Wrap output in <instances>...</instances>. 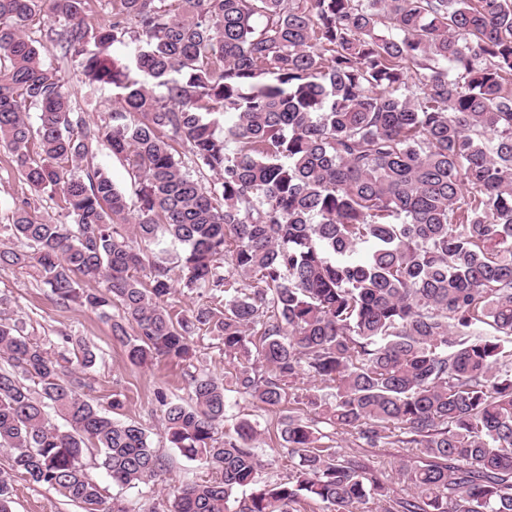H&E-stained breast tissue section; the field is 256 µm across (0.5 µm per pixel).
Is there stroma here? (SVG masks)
Returning a JSON list of instances; mask_svg holds the SVG:
<instances>
[{"mask_svg": "<svg viewBox=\"0 0 512 512\" xmlns=\"http://www.w3.org/2000/svg\"><path fill=\"white\" fill-rule=\"evenodd\" d=\"M30 199L33 207L45 218L54 220L58 210L49 193L31 191L15 168L8 148L0 146V242L8 241L5 230L16 203ZM0 311L25 322L28 332L48 340L69 334L85 338L99 350V359L90 371L95 380L92 398L101 408H108L113 394H121L124 401L117 416L122 420L141 423L149 432L154 447L169 461L156 487L161 495H168L186 478H210V471L198 468L196 462L186 459L177 449L169 447L164 438L163 407L157 401L156 390H163L168 399L188 400L187 366L161 360L149 367L132 365L122 348L112 338V329L96 314L77 305H58L48 288L36 283L25 272L0 271ZM224 422L225 432H233L239 419H250L258 430V444L268 462V475L282 472L276 448L280 444L277 433L278 414L259 407L251 399L232 393ZM335 440L342 453L356 456L378 466L390 487L402 491L404 485L396 475L401 455L397 448H360L351 435L339 432ZM12 512H82L78 505L68 501L59 492L45 486H36L15 480Z\"/></svg>", "mask_w": 512, "mask_h": 512, "instance_id": "35a3bbf8", "label": "stroma"}]
</instances>
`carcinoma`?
I'll return each mask as SVG.
<instances>
[{
    "mask_svg": "<svg viewBox=\"0 0 512 512\" xmlns=\"http://www.w3.org/2000/svg\"><path fill=\"white\" fill-rule=\"evenodd\" d=\"M108 2L93 24L90 0H0V145L68 218L21 201L0 270L111 321L135 365L192 362L202 331L237 361L227 386L188 374L186 405L157 392L170 447L220 477L147 512H512V0ZM40 17L85 95L112 88L108 122L71 107L27 35ZM101 147L137 179L135 204L93 165ZM161 234L176 260L147 256ZM179 281L211 301L174 309ZM60 339L0 317V512L15 477L127 512L91 469L136 488L167 461L93 403L98 348ZM228 392L288 409L284 475L264 477L250 420L221 433ZM322 424L415 452L406 493Z\"/></svg>",
    "mask_w": 512,
    "mask_h": 512,
    "instance_id": "1",
    "label": "carcinoma"
}]
</instances>
